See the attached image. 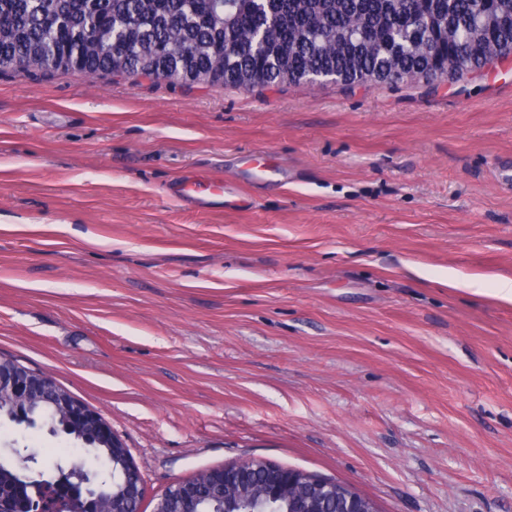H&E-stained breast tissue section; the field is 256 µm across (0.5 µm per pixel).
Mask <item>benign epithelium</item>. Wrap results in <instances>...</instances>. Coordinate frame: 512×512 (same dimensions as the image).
Masks as SVG:
<instances>
[{"label": "benign epithelium", "instance_id": "benign-epithelium-1", "mask_svg": "<svg viewBox=\"0 0 512 512\" xmlns=\"http://www.w3.org/2000/svg\"><path fill=\"white\" fill-rule=\"evenodd\" d=\"M0 403L16 412L34 404H46L65 415L70 428L83 433L100 444L123 449L122 439L112 431L102 416L58 385L50 377L34 372L22 364H0ZM58 477L47 480L42 475H29L26 482L17 484L9 497H0V512H128L124 502L140 500L143 492L141 475L131 467L132 478L124 482L122 501L106 502L99 483H89L83 476L73 475L55 467ZM299 471L274 463H262V480L254 482V470L244 463L227 465L204 472L203 479L179 482L171 486L157 501L154 512H200V503L209 495L234 491L255 492L253 508L263 512L267 493L285 496L290 512H321L320 497L334 496L337 483L321 480L316 492L306 490L298 482ZM339 512H376L364 498L348 497L339 502Z\"/></svg>", "mask_w": 512, "mask_h": 512}]
</instances>
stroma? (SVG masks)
I'll use <instances>...</instances> for the list:
<instances>
[{
  "instance_id": "1",
  "label": "stroma",
  "mask_w": 512,
  "mask_h": 512,
  "mask_svg": "<svg viewBox=\"0 0 512 512\" xmlns=\"http://www.w3.org/2000/svg\"><path fill=\"white\" fill-rule=\"evenodd\" d=\"M287 169L254 187L243 157ZM512 60L242 90L0 73V356L102 415L140 512L263 460L377 512H512ZM239 184L194 211L167 187ZM95 470L94 451L0 424Z\"/></svg>"
}]
</instances>
